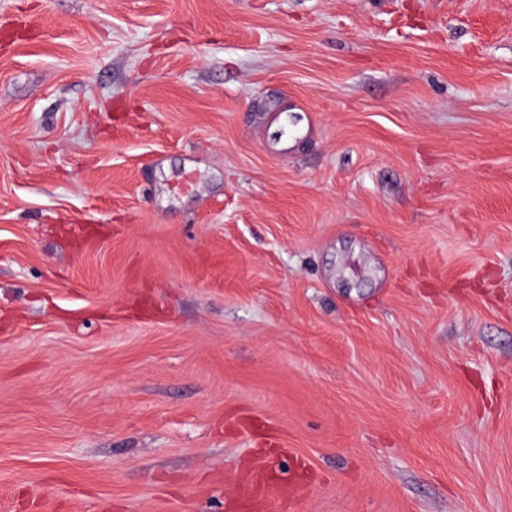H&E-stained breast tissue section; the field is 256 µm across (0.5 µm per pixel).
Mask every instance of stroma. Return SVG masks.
I'll return each instance as SVG.
<instances>
[{"label": "stroma", "mask_w": 512, "mask_h": 512, "mask_svg": "<svg viewBox=\"0 0 512 512\" xmlns=\"http://www.w3.org/2000/svg\"><path fill=\"white\" fill-rule=\"evenodd\" d=\"M258 448L269 512H512V0H0V512Z\"/></svg>", "instance_id": "35a3bbf8"}]
</instances>
